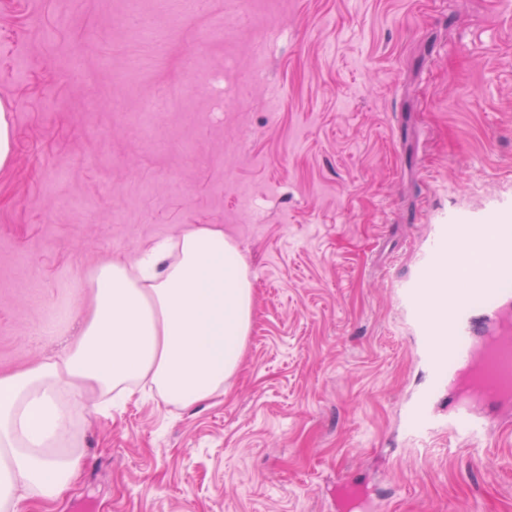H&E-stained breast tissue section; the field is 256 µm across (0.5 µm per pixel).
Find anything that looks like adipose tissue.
<instances>
[{
	"mask_svg": "<svg viewBox=\"0 0 512 512\" xmlns=\"http://www.w3.org/2000/svg\"><path fill=\"white\" fill-rule=\"evenodd\" d=\"M247 262L223 229L199 224L101 265L71 348L0 376V512H41L76 477V421L89 396L129 401L150 383L189 408L223 393L253 318Z\"/></svg>",
	"mask_w": 512,
	"mask_h": 512,
	"instance_id": "obj_1",
	"label": "adipose tissue"
}]
</instances>
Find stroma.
<instances>
[{"mask_svg": "<svg viewBox=\"0 0 512 512\" xmlns=\"http://www.w3.org/2000/svg\"><path fill=\"white\" fill-rule=\"evenodd\" d=\"M237 7L0 0V375L70 347L97 267L193 225L255 288L223 396L87 410L50 512H512L511 411L474 447L416 435L402 296L434 225L512 212V0H278L260 63ZM12 126L9 114L0 104V170L8 167L12 162Z\"/></svg>", "mask_w": 512, "mask_h": 512, "instance_id": "obj_1", "label": "stroma"}]
</instances>
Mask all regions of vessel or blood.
Returning a JSON list of instances; mask_svg holds the SVG:
<instances>
[{
  "label": "vessel or blood",
  "instance_id": "vessel-or-blood-1",
  "mask_svg": "<svg viewBox=\"0 0 512 512\" xmlns=\"http://www.w3.org/2000/svg\"><path fill=\"white\" fill-rule=\"evenodd\" d=\"M468 239L499 253L497 279L488 280L482 266L467 265L462 245ZM462 271L467 287L460 292L453 283ZM405 295L419 325L438 326L436 337L421 340L437 382L466 371L477 388L475 396L452 400L443 423L432 413L430 395H418L410 409L415 427L425 431L442 423L466 439L488 434L485 407L512 403V332L487 325L490 313L512 307V225H496L489 236L479 225H439L424 252L418 284Z\"/></svg>",
  "mask_w": 512,
  "mask_h": 512
}]
</instances>
